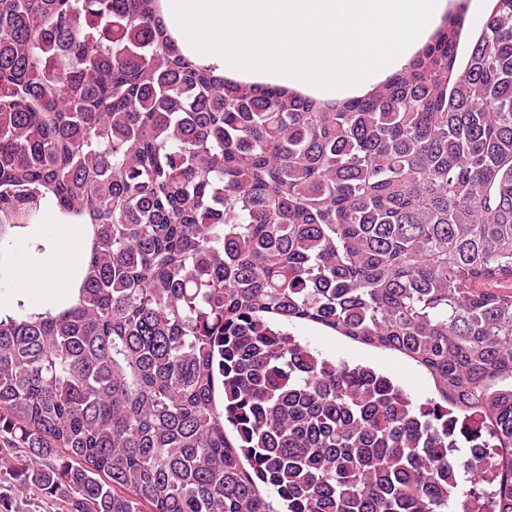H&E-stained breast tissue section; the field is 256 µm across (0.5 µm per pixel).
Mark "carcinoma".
<instances>
[{
	"instance_id": "obj_1",
	"label": "carcinoma",
	"mask_w": 512,
	"mask_h": 512,
	"mask_svg": "<svg viewBox=\"0 0 512 512\" xmlns=\"http://www.w3.org/2000/svg\"><path fill=\"white\" fill-rule=\"evenodd\" d=\"M156 2L0 0V262L50 207L87 237L0 316V448L72 512H512V0L333 105ZM295 336L307 341L332 359L371 366L404 388L412 398L423 403L434 396L430 377L401 355L385 350L353 344L341 336H333L307 326L291 329Z\"/></svg>"
}]
</instances>
